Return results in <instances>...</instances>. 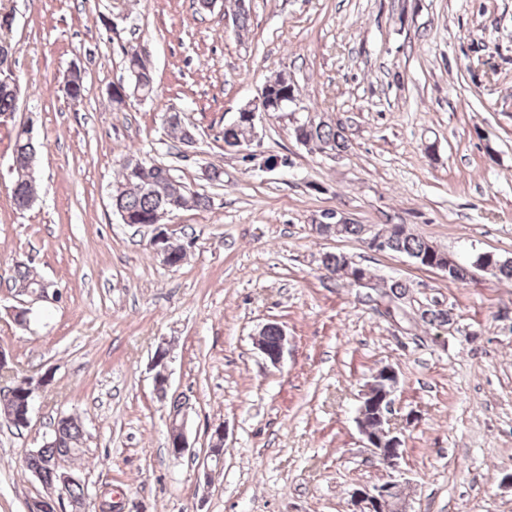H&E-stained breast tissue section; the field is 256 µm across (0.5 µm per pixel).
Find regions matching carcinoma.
Wrapping results in <instances>:
<instances>
[{
    "mask_svg": "<svg viewBox=\"0 0 512 512\" xmlns=\"http://www.w3.org/2000/svg\"><path fill=\"white\" fill-rule=\"evenodd\" d=\"M141 93L151 94L154 87V76L149 62H140ZM269 99L273 102L288 101L297 93L295 84L283 79L278 73L267 81ZM163 124L169 129L173 138L180 142L194 137L193 130L184 124L183 119L173 113L163 120ZM297 130L305 139V145L311 149L322 150L328 148L338 152H344L349 148L345 128L340 124H331L317 121L313 118L304 120L298 125ZM249 134L247 119L242 117L237 124L224 126V143L230 140H238ZM17 179L15 180L12 197L17 207L26 206L25 199L34 194L35 179L33 170L23 163L15 167ZM120 180L112 192V204L119 215L128 216L132 224H156L170 208L171 198L176 192H184L188 186L180 179L174 177L172 169L164 164H146L137 160L134 167L121 164ZM433 246L424 238L405 230L403 225L397 224L393 232L389 234L387 250L401 253L410 258L420 259L425 263V257L430 255ZM349 262V259L340 253H326L321 263L331 273L336 272L338 266ZM351 263V262H349ZM475 263L481 268H491L492 273L500 279L512 280V264H500V258L492 253H483L476 257ZM366 277L373 281L374 276L364 267L351 263ZM11 280L14 286H26L31 289L38 287L39 279L27 266H15L12 269ZM84 437L82 423L72 417L61 418L47 439V446L40 449L39 455L26 457L23 466L30 472L38 473L39 479L47 485L55 484V463L65 457L78 454Z\"/></svg>",
    "mask_w": 512,
    "mask_h": 512,
    "instance_id": "obj_1",
    "label": "carcinoma"
}]
</instances>
